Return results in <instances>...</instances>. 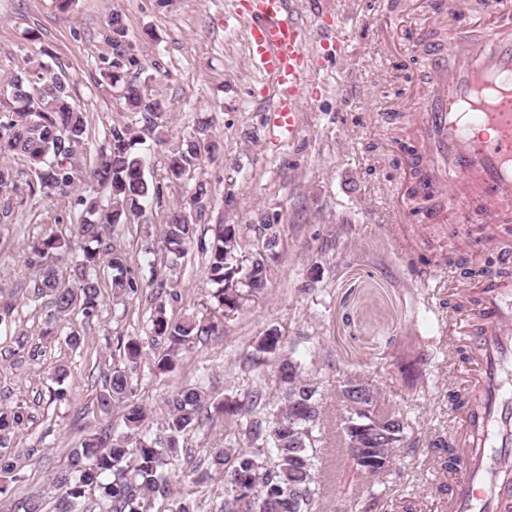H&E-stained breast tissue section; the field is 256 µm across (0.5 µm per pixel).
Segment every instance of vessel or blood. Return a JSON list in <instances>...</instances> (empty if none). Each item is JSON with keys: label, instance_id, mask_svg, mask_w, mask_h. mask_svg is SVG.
<instances>
[{"label": "vessel or blood", "instance_id": "b4317fda", "mask_svg": "<svg viewBox=\"0 0 512 512\" xmlns=\"http://www.w3.org/2000/svg\"><path fill=\"white\" fill-rule=\"evenodd\" d=\"M448 28L439 41L419 30L415 46L429 56V82L409 113L400 150L409 192L434 202L430 224L466 204L452 235L470 252L496 251L512 262V0H434ZM253 67L277 89L267 116L269 138L293 142L308 88V35L289 0H244ZM448 334L471 371L456 386L468 409L456 428L463 454L441 512H512V280L487 279L456 291Z\"/></svg>", "mask_w": 512, "mask_h": 512}]
</instances>
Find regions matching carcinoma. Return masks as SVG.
<instances>
[{
    "instance_id": "obj_1",
    "label": "carcinoma",
    "mask_w": 512,
    "mask_h": 512,
    "mask_svg": "<svg viewBox=\"0 0 512 512\" xmlns=\"http://www.w3.org/2000/svg\"><path fill=\"white\" fill-rule=\"evenodd\" d=\"M107 27L112 57L102 59L101 74L112 86L124 89L127 111L139 115L159 142L156 119L165 104L160 98H145L138 86L129 82L131 71H142L144 65L122 44L127 37L122 16L112 15ZM87 135L88 115L71 96L65 67L47 49L39 57L26 58L11 82L9 109L0 110V194L13 189L22 173L30 176L28 187L34 195L66 198L80 176L88 185L108 192L104 203L91 194L77 198L79 253L71 254L66 243L52 234L28 246L26 262L38 272L33 293L50 297L51 318L56 321L66 319L77 308L86 317L98 309L101 289L96 269L103 261L112 269L114 295L138 291L141 284L131 274L127 254L105 245V238L107 229L128 223L147 207L163 209L161 234L167 252L184 255L197 232L195 216L207 206L208 188L198 182L188 204L167 207L165 190L184 181L202 153L218 149L209 139L208 125L200 123L196 136L171 151L166 174L156 181L146 175L136 148L139 135L127 123L112 124L92 163L83 171L78 169L77 153ZM13 157L23 161L25 170L11 164ZM255 232L261 245L244 266L238 260L239 226L216 225L208 251L207 280L219 310L241 308L242 288L259 291L266 287L269 261L278 257L280 230L276 224H258ZM66 262L73 272L69 283L61 282L57 274L58 266ZM150 323L151 343L167 346V353L157 362L160 371L172 367L171 355L178 350L219 331L218 322L210 317L190 313L172 319L161 305L154 308ZM268 355L276 358L280 394L270 398L261 375H256L244 402L227 407L236 416L237 437L209 454V468L224 477L227 487L218 512H312L316 502L314 460L323 430L324 387L290 356L287 342L275 326L255 345L253 367L260 368ZM142 357L143 345L128 340L123 351L125 363L134 366ZM364 389L367 397L360 412L350 422L339 420L341 444L351 448L359 428L379 424L387 438L374 448L388 454L405 441L407 417L379 409L375 388L367 383ZM132 394L127 369L112 367L98 405L107 410L115 402L126 404L125 430L96 435L73 450L68 469L52 478L58 491V512H191L190 504L173 493L164 466L178 453L179 436L208 418L210 396L191 385L173 392L166 401L168 435L161 438L143 431L146 415L141 406L129 401ZM23 420L20 410L0 409L1 450L11 447V434ZM267 449L271 459L263 464L260 458Z\"/></svg>"
}]
</instances>
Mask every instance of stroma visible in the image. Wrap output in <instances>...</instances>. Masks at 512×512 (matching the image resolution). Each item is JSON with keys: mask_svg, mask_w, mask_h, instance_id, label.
Instances as JSON below:
<instances>
[{"mask_svg": "<svg viewBox=\"0 0 512 512\" xmlns=\"http://www.w3.org/2000/svg\"><path fill=\"white\" fill-rule=\"evenodd\" d=\"M237 2L71 0L64 9L59 0H0V98L8 96L26 57L52 49L67 67L74 100L89 114L81 160H92L112 124L130 119L118 88L100 70L112 52L106 30L115 13L146 63L137 83L166 104L162 142L144 137L148 174L163 179L170 150L199 123H207L219 144L196 163L189 181L167 189L171 206L186 202L196 183L210 191L184 256L166 262L160 209L112 229L106 241L127 253L141 290L113 299L112 271L100 265L96 315L75 313L51 336L45 333L50 305L32 294L36 272L23 254L49 233L72 238L76 211L72 198L31 194L23 181L10 195L12 212L0 220V301L15 310L11 324L0 326V406L22 407L25 420L12 437L20 478L0 512H19L35 496L53 504L51 479L66 469L73 449L105 429L123 430L124 406L104 412L97 397L128 338L147 340L156 303L173 318L212 313L205 249L219 224L239 225L244 254L255 250L254 225H278L279 257L266 288L222 315L219 335L181 352L172 370H155L158 353L151 349L131 371L146 430L165 436V402L188 384L203 383L217 403L243 401L250 355L274 326L328 391L341 378L367 381L383 405L409 422L383 478L357 472L333 422H326L315 461V512H361L371 499L373 512H439L448 471L444 453L429 443L455 433L448 407L467 366L448 349V291L440 282L475 262L448 228L419 226L418 244L406 250L395 225L382 223L401 181V159L373 107L380 99L406 102L425 64L424 55L407 46L388 54L375 24L384 19L409 28L425 0H291L310 34V101L296 139L279 147L268 143L266 129L276 92L251 65L248 23L237 17ZM156 279L169 290L159 302L150 286ZM72 329L84 336L80 348L66 343ZM59 365L67 369L61 382L54 376ZM230 430L227 419L215 415L179 439L173 489L195 512H215L224 498V481L208 473L207 457Z\"/></svg>", "mask_w": 512, "mask_h": 512, "instance_id": "1", "label": "stroma"}]
</instances>
